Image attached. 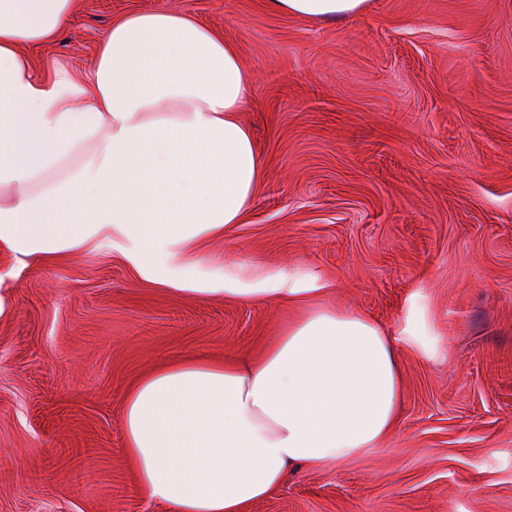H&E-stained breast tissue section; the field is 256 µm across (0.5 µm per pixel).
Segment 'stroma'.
<instances>
[{
    "label": "stroma",
    "mask_w": 512,
    "mask_h": 512,
    "mask_svg": "<svg viewBox=\"0 0 512 512\" xmlns=\"http://www.w3.org/2000/svg\"><path fill=\"white\" fill-rule=\"evenodd\" d=\"M192 16L233 43L265 175L192 274L317 277L329 304L434 348L399 353L392 434L295 467L241 512H512V0H368L335 20L263 0H76L31 51L85 78L113 18ZM302 312L143 280L118 250L50 263L0 249V512H168L122 428L157 362L258 356Z\"/></svg>",
    "instance_id": "obj_1"
}]
</instances>
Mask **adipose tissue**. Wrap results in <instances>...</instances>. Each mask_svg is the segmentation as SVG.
<instances>
[{
    "label": "adipose tissue",
    "instance_id": "obj_1",
    "mask_svg": "<svg viewBox=\"0 0 512 512\" xmlns=\"http://www.w3.org/2000/svg\"><path fill=\"white\" fill-rule=\"evenodd\" d=\"M368 0H265L334 20ZM74 0H0V247L41 262L118 243L142 278L206 297L302 306L261 356L159 362L126 391L129 456L149 499L172 512H240L291 466L347 461L392 431L396 351L429 355L418 322L388 336L364 314L315 302L295 273L251 284L191 277L208 240L241 223L265 170L243 113L251 81L222 35L184 14L113 19L85 82L37 71Z\"/></svg>",
    "mask_w": 512,
    "mask_h": 512
}]
</instances>
